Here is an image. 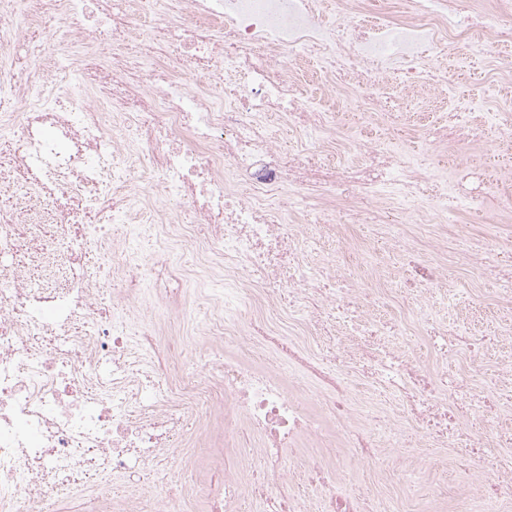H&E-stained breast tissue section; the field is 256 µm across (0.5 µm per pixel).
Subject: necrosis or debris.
Masks as SVG:
<instances>
[{"label":"necrosis or debris","instance_id":"obj_1","mask_svg":"<svg viewBox=\"0 0 512 512\" xmlns=\"http://www.w3.org/2000/svg\"><path fill=\"white\" fill-rule=\"evenodd\" d=\"M507 0H0V113L10 152L0 161V512H78L74 489L97 484L91 512H408V499L344 493L347 473L382 484L409 455L412 436L463 448L492 495L459 489L434 512H499L512 499V429L484 443L456 413L491 416L496 404L463 395L457 378H424L392 337L420 335L438 268L408 252L403 287L352 296L323 269L304 270L314 240L340 238L355 253L370 239L338 237L337 220L385 223L403 200L385 194L431 184L418 159L386 139L337 148L338 113L309 96L298 73L320 65L325 85L354 95L359 123L390 94H449L434 47L467 42L474 55L512 45L499 20ZM336 20L327 23L326 12ZM193 22H185V15ZM55 21L52 44L35 36ZM112 52V89L84 68ZM50 61L69 80L35 81ZM218 69L223 94L194 79ZM294 147L277 143L281 127ZM303 223L292 224L289 214ZM128 237L112 253L95 241L108 225ZM181 249L159 265L135 244L144 230ZM36 271L44 285L27 282ZM150 281L152 300H140ZM219 284L197 323L193 288ZM413 297L408 314L373 317L378 304ZM441 360L476 355L462 329L431 331ZM198 354L194 373L170 359ZM366 378L410 406L372 415L354 389ZM193 421L192 449L179 432ZM260 438L243 449L242 430ZM202 456H195L193 448ZM313 459L317 495L293 489L288 460ZM181 483L158 497L160 464ZM126 483L112 493L113 479Z\"/></svg>","mask_w":512,"mask_h":512}]
</instances>
